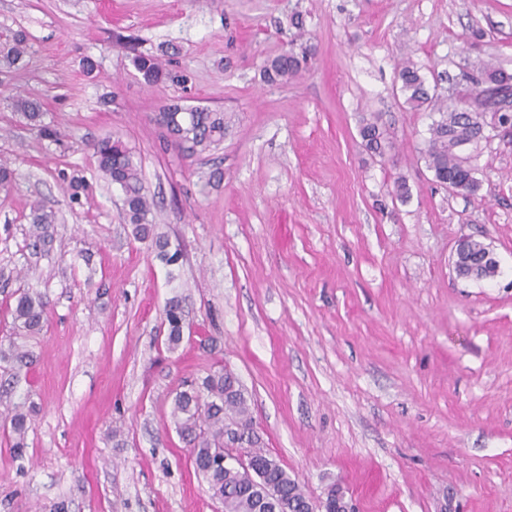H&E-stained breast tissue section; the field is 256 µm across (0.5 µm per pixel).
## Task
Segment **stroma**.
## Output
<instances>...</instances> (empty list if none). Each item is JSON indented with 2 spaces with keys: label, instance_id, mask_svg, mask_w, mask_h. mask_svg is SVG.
<instances>
[{
  "label": "stroma",
  "instance_id": "1",
  "mask_svg": "<svg viewBox=\"0 0 512 512\" xmlns=\"http://www.w3.org/2000/svg\"><path fill=\"white\" fill-rule=\"evenodd\" d=\"M296 11L310 67L268 85ZM18 27L33 55L0 91L16 175L0 191V301L40 296L48 322L25 340L31 367L0 361L29 426L18 454L0 418V512H224L171 410L225 365L313 502L337 481L358 512H512V137L481 143L477 196L452 194L418 153L431 116L396 82L409 57L443 96L466 62L512 74V0H0V31ZM171 43L190 90L148 88L131 64ZM18 92L64 146L21 123ZM173 99L224 110L223 143L171 145L154 116ZM369 114L392 143L381 157L359 136ZM108 134L140 161L176 264L122 223L91 148ZM64 171L90 185L80 202ZM36 200L58 216L38 249ZM465 236L492 247L495 277L452 272ZM165 315L168 324L167 344L171 350H175L182 340L186 320L182 297L174 295L167 301Z\"/></svg>",
  "mask_w": 512,
  "mask_h": 512
}]
</instances>
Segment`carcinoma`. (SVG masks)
<instances>
[{"mask_svg": "<svg viewBox=\"0 0 512 512\" xmlns=\"http://www.w3.org/2000/svg\"><path fill=\"white\" fill-rule=\"evenodd\" d=\"M32 53L29 33L19 27L0 34V75L9 77L27 65ZM310 50L292 49L268 60L262 77L268 84H284L306 70ZM132 66L150 87L164 84L186 86L190 74L175 69L152 54L137 53ZM476 95L474 112H464L454 101H439L431 92L418 64L408 58L401 63L396 81L404 102L414 110H428L435 115L428 127V137L420 149L421 158L433 173L435 181L451 184L456 193L477 195L481 182L476 178L479 144L494 127L508 128L512 113L500 92L512 87V75L493 66L476 68L472 75ZM11 108L42 140L64 145V134L54 124L44 122L43 103L37 98L11 97ZM161 127L176 134L173 143L190 152L206 151L224 141L227 122L224 112L204 106H185L178 102L159 109ZM359 135L365 148L381 155L385 151L386 133L374 116L362 118ZM98 170L122 192V219L132 228L134 236L149 240L157 256L167 264L177 260L169 253V239L157 232L153 222L154 198L147 194L141 166L130 149L120 140L104 136L92 144ZM67 183L71 200L77 202L87 185L79 176L61 173ZM34 245L52 240L55 213L40 202L30 211ZM13 328L23 336H36L43 331L46 305L40 297L21 293L10 308ZM167 344L176 349L182 340L186 315L182 297L175 295L166 304ZM0 358L18 367H29L33 360L24 346L11 342L9 352L0 351ZM171 416L177 433L189 445L195 470L205 480L211 496L224 505V512H314V507L300 483L275 458L267 454L254 427L251 401L246 388L231 371L221 368L205 376L201 382L180 391L173 399ZM12 448L23 451L27 433V417L15 413L10 419ZM248 437L246 443L228 446L232 436ZM349 500L340 485L332 484L322 502L324 512H347Z\"/></svg>", "mask_w": 512, "mask_h": 512, "instance_id": "1", "label": "carcinoma"}]
</instances>
